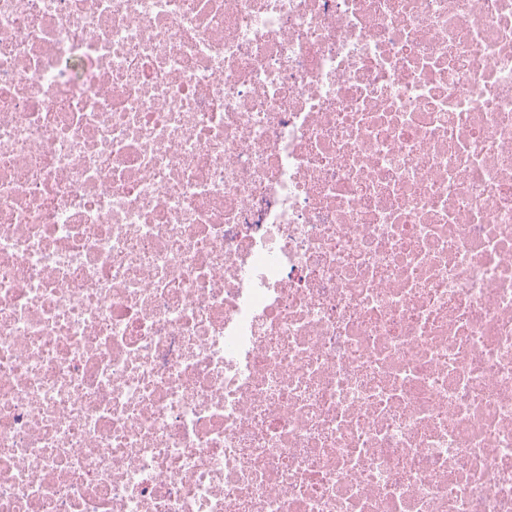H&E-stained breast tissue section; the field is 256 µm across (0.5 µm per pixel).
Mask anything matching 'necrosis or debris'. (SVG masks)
<instances>
[{
    "instance_id": "necrosis-or-debris-1",
    "label": "necrosis or debris",
    "mask_w": 512,
    "mask_h": 512,
    "mask_svg": "<svg viewBox=\"0 0 512 512\" xmlns=\"http://www.w3.org/2000/svg\"><path fill=\"white\" fill-rule=\"evenodd\" d=\"M0 512H512V0H0Z\"/></svg>"
}]
</instances>
